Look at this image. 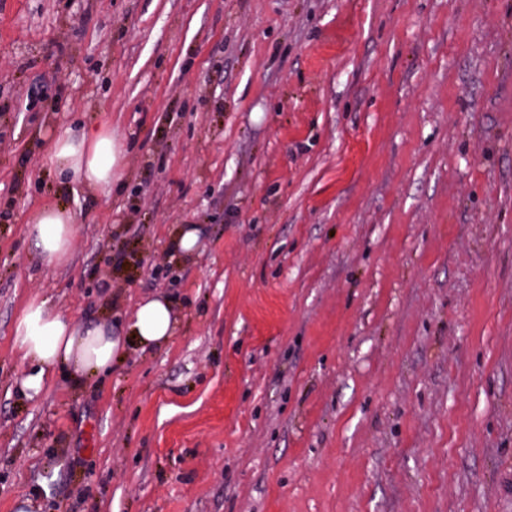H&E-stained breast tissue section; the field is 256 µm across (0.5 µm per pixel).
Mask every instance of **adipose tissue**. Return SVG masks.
I'll return each instance as SVG.
<instances>
[{"label":"adipose tissue","mask_w":512,"mask_h":512,"mask_svg":"<svg viewBox=\"0 0 512 512\" xmlns=\"http://www.w3.org/2000/svg\"><path fill=\"white\" fill-rule=\"evenodd\" d=\"M120 151L110 129H68L52 142L48 163L97 190H107L120 178ZM76 217L63 208L47 207L29 220V234L40 257L58 264L67 257L75 238ZM175 315L170 300L162 295L139 304L123 333L105 325L74 322L47 300L30 301L14 326L15 346L29 370L21 383L24 396H39L55 367L72 368L75 376L109 372L112 361L126 345L153 348L174 334Z\"/></svg>","instance_id":"adipose-tissue-1"}]
</instances>
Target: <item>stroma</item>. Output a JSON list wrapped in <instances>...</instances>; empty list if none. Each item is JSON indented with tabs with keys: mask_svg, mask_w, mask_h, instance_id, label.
<instances>
[{
	"mask_svg": "<svg viewBox=\"0 0 512 512\" xmlns=\"http://www.w3.org/2000/svg\"><path fill=\"white\" fill-rule=\"evenodd\" d=\"M103 125L111 190L47 165ZM157 295L167 344L20 392L31 299L119 329ZM25 498L512 512V0H0V512ZM75 215L64 209L47 207L29 220L34 248L48 264H59L67 257L76 233Z\"/></svg>",
	"mask_w": 512,
	"mask_h": 512,
	"instance_id": "35a3bbf8",
	"label": "stroma"
}]
</instances>
